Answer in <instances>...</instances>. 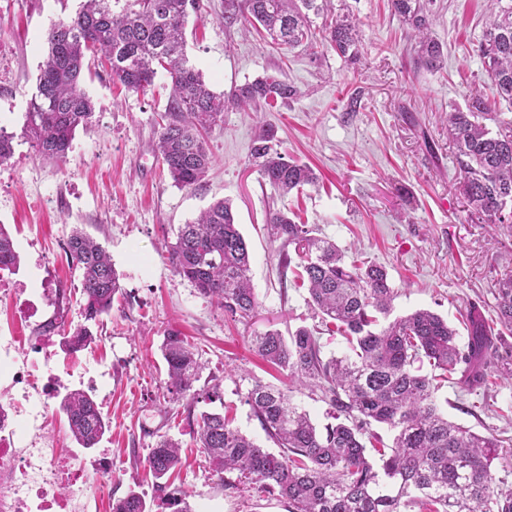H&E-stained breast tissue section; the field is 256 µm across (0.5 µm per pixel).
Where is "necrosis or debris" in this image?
Wrapping results in <instances>:
<instances>
[{
	"label": "necrosis or debris",
	"instance_id": "necrosis-or-debris-1",
	"mask_svg": "<svg viewBox=\"0 0 512 512\" xmlns=\"http://www.w3.org/2000/svg\"><path fill=\"white\" fill-rule=\"evenodd\" d=\"M25 344L12 336L0 348V378L14 385L0 401V512H89L80 470L48 444L51 392L35 366L18 361Z\"/></svg>",
	"mask_w": 512,
	"mask_h": 512
}]
</instances>
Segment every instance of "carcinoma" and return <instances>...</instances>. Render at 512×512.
Returning <instances> with one entry per match:
<instances>
[{
	"label": "carcinoma",
	"mask_w": 512,
	"mask_h": 512,
	"mask_svg": "<svg viewBox=\"0 0 512 512\" xmlns=\"http://www.w3.org/2000/svg\"><path fill=\"white\" fill-rule=\"evenodd\" d=\"M123 3L119 10L112 4ZM498 3L478 53L484 59L493 97L512 102V0ZM328 0H224V24L244 21L274 51L304 47L311 54L331 48L350 61L360 59L362 34L350 14L338 15L319 31L311 29L309 13L327 10ZM391 13L418 34L417 61L435 69L443 61L440 44L431 37L429 0H390ZM200 0H82L75 14L51 25L21 135L38 154L59 161L71 148L75 132L92 124L95 104L83 87L84 75L96 62L112 80L133 93L154 84L158 70L170 79L171 91L155 152L173 184L191 187L212 167L205 135L224 122L229 109L257 110L299 95L286 80L265 76L216 93L186 54L189 11ZM488 98L469 95L466 109L448 117V139L464 172L460 193L488 224L512 223V127L503 121L497 131L485 124ZM16 134L0 126V163L14 153ZM274 134L267 130L255 149L260 173L279 194L314 186L317 177L306 164L271 150ZM267 230L279 242V266L300 268L295 284L308 287L310 303L348 344L343 356L326 355L319 331L299 327L285 337L277 331L254 336L252 347L277 369L310 391L321 393L333 422L318 429L309 414L294 405L287 391L255 382L247 403L268 438L273 453L232 426L225 414L203 412L193 420L196 440L215 472L238 473V482L256 485L288 503V512H512V489L496 483L493 462L498 440L479 435L448 419L437 403L438 380L457 374L463 392L482 386L494 337L512 333V274L497 288L500 329L485 325L472 306L466 316L467 342L448 321L427 310L391 317L395 294L388 272L374 264H347L345 254L315 226L298 224L276 209L268 214ZM66 252L82 275L84 323L63 332V346L78 351L94 339L90 324L112 312L120 290L110 256L90 235L76 231ZM175 276L213 300L233 322L252 318L260 307L249 278L250 253L229 203L222 199L193 221L178 227L167 246ZM19 255L13 239L0 226V270L14 271ZM166 389L179 402L195 395L200 364L195 347L177 333L165 335ZM427 360L432 375L412 371ZM69 430L83 448L96 447L107 421L84 390L67 391L59 405ZM394 432L386 449L372 424ZM371 441L380 466L367 456L363 437ZM146 463L159 480L182 467L178 442L162 437L150 448ZM112 512H151L146 500L131 491L112 503Z\"/></svg>",
	"instance_id": "carcinoma-1"
}]
</instances>
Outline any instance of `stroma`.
<instances>
[{
    "mask_svg": "<svg viewBox=\"0 0 512 512\" xmlns=\"http://www.w3.org/2000/svg\"><path fill=\"white\" fill-rule=\"evenodd\" d=\"M190 15L186 53L218 93L264 76L297 86L288 104L259 109L252 117L231 110L206 137L213 168L190 188L173 185L152 149L164 112L169 79L158 73L147 93L113 83L96 67L84 79L96 104L92 124L78 130L65 159L41 158L18 138L14 155L0 164V224L20 254L17 280L31 291L48 287L36 312L20 313L0 302V328L31 339L28 353L52 351L67 388L96 381L92 398L109 419L97 450L79 447L61 414L52 416L59 454L79 456L97 497L96 512L113 500L141 494L153 512H172L170 498L191 512H288L287 503L247 485L228 489L190 430L189 415L231 408L234 427L273 449L246 396L255 382L291 388L250 348L252 335L320 325L306 289L278 269L267 214L295 212L318 226L351 258L383 266L397 296L394 312L431 310L463 329L472 303L488 326L496 324V283L512 272V224L492 226L471 214L460 193L464 173L448 142V114L465 107L470 93L486 91L488 78L477 46L489 23L485 0H434L432 36L444 61L434 70L416 64L410 29L394 17L388 0H332L347 5L361 23L362 56L351 63L326 49L322 58L303 48L272 52L244 24L224 23V0H202ZM79 0H0V125L20 131L36 87L45 36L55 21L75 13ZM359 107H350L351 98ZM273 146L310 165L316 187L280 196L262 179L252 151L263 129ZM227 200L251 254V279L261 306L249 323L225 318L215 303L174 276L164 253L180 224L214 201ZM96 238L120 276V292L91 347L71 354L60 336H42V321L63 329L82 323V276L66 244L73 230ZM187 336L201 364L193 401L172 402L166 391L161 345L167 332ZM296 404L316 425L327 406L305 388H291ZM437 397L450 420L492 436L512 453V365L491 369L487 385L469 394L454 384ZM181 445L183 466L158 488L146 457L159 437Z\"/></svg>",
    "mask_w": 512,
    "mask_h": 512,
    "instance_id": "stroma-1",
    "label": "stroma"
}]
</instances>
